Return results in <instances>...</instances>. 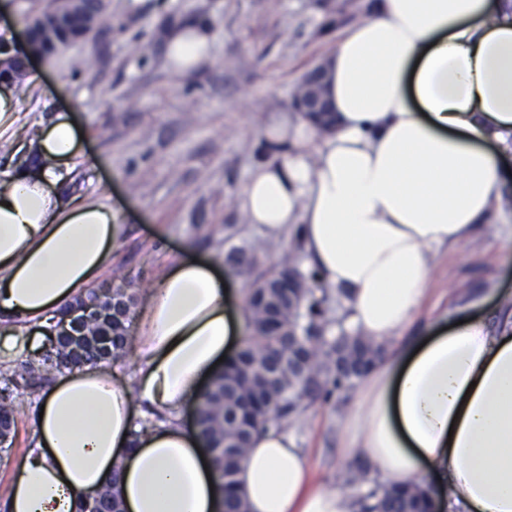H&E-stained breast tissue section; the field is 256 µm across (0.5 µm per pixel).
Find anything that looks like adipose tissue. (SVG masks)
I'll return each instance as SVG.
<instances>
[{
  "mask_svg": "<svg viewBox=\"0 0 512 512\" xmlns=\"http://www.w3.org/2000/svg\"><path fill=\"white\" fill-rule=\"evenodd\" d=\"M215 40L173 28L171 71L188 74ZM331 130L273 118L265 161L240 193L249 223L295 229L321 280L347 293L348 325L385 352L354 392L341 448L394 484L425 480L434 512H512V294L489 314L406 336L437 250L473 236L502 198L512 158V0H372L326 55ZM38 167L0 170V363L35 350L105 268L116 208L63 199L82 155L66 115L41 126ZM246 307L213 262L176 257L140 316L129 383L105 364L59 373L0 512H81L114 479L127 512H222L226 492L195 428L214 364L243 344ZM166 415L141 429L139 408ZM248 512H357L314 485L287 432L257 435L241 460Z\"/></svg>",
  "mask_w": 512,
  "mask_h": 512,
  "instance_id": "1",
  "label": "adipose tissue"
}]
</instances>
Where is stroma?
Segmentation results:
<instances>
[{"label":"stroma","instance_id":"obj_1","mask_svg":"<svg viewBox=\"0 0 512 512\" xmlns=\"http://www.w3.org/2000/svg\"><path fill=\"white\" fill-rule=\"evenodd\" d=\"M319 0H109L108 21L86 42L34 59L36 85L19 98L20 125L70 115L83 134L85 160L76 161L65 192L115 206L123 226L98 285L135 293L148 288L173 254L188 251L223 264L246 298L253 273L227 264L233 249L256 253L262 268L295 260L293 230L268 236L249 224L240 191L262 153L273 117L289 111L303 73L325 58L341 30L324 35ZM196 20L216 39L209 61L185 77L166 63L167 21ZM88 56L93 64L74 68ZM512 292V210H500L457 249L433 259L428 297L411 327L439 325L445 311L482 315L495 304L492 289ZM35 399L16 397V433L0 452V494L29 446ZM344 403L309 409L288 430L306 453L316 480L345 489L348 463L337 452L348 416Z\"/></svg>","mask_w":512,"mask_h":512}]
</instances>
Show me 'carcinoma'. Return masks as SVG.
Wrapping results in <instances>:
<instances>
[{
	"label": "carcinoma",
	"mask_w": 512,
	"mask_h": 512,
	"mask_svg": "<svg viewBox=\"0 0 512 512\" xmlns=\"http://www.w3.org/2000/svg\"><path fill=\"white\" fill-rule=\"evenodd\" d=\"M82 22L75 20L57 37L60 47L78 43L87 38ZM300 274L293 263L280 269L259 273L249 288L246 317L248 336L242 348L226 365L228 373L250 383L259 391L266 410L254 417L251 430L240 431L233 420L234 408L241 397L219 373L210 383L196 406L200 434L213 448L237 447L239 451L216 456L221 477L235 481L242 450L249 447L255 434L274 428L286 431L318 402L329 400L333 394L348 392L367 375L382 356L384 344L350 332L345 326L346 316L332 322L323 308L327 289L317 288L316 275L307 274V287L293 292L285 300L269 287V279ZM96 304L102 307L100 319L83 327L86 345L76 354L49 352L38 362H21L12 371L9 383L13 390L3 388L0 394V415L14 414L13 394L33 396L42 383L55 372L100 362L121 360L128 345L129 320L112 318V297L91 289L76 301V305ZM286 309L288 326L272 331L266 324V315ZM290 351L309 352L304 370L291 366L278 369L268 376L270 364ZM344 481L354 491L359 512H425V490L415 482L403 488L371 476L369 466L352 463Z\"/></svg>",
	"instance_id": "carcinoma-1"
}]
</instances>
